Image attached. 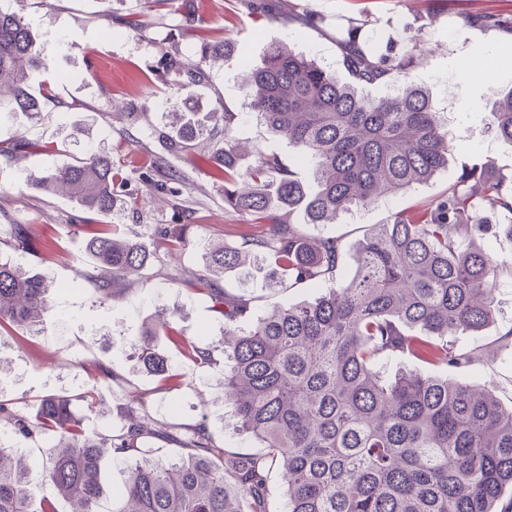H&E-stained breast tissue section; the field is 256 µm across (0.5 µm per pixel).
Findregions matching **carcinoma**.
I'll use <instances>...</instances> for the list:
<instances>
[{
	"mask_svg": "<svg viewBox=\"0 0 512 512\" xmlns=\"http://www.w3.org/2000/svg\"><path fill=\"white\" fill-rule=\"evenodd\" d=\"M284 0L250 6L285 27L315 23L284 9ZM185 32L206 29L197 11L183 15ZM350 26L336 39L349 80L281 43L250 70L246 112L209 108L196 88L208 81L206 63L226 59L227 44L204 43L196 61L177 51L159 66L183 106L162 115L157 129L174 154L194 156L224 183V207L259 225L236 245L211 244L208 273L197 284L224 317V337L203 347L184 338L164 315L132 342L140 361L161 381L181 384L155 352L160 337L198 367L224 355V395L242 432L264 451L243 454L216 442L206 424L183 428L188 453L162 465L149 458L151 439L168 425L151 418L135 394L120 408L121 425L90 433L72 419L68 396L45 397L33 417L0 401V422L19 440L63 430L43 462L44 485L26 479L23 457L0 445V512H56L54 497L72 512H100L101 467L117 462L127 477L109 512H272L267 477L277 469L284 512H496L512 486V407L486 389L435 374L385 377L379 365L398 357L440 370L469 365L472 353L454 337L476 336L494 322L498 262L479 241L463 245L458 214L483 209L512 215V185L482 164L473 183L424 206L395 211L376 224L358 248L355 270L343 272L339 239L315 237L290 216L330 224L354 207L367 208L430 180L448 164L453 145L431 92L416 84L419 41L401 53H382ZM35 38L15 13L0 11V105L26 120L39 114L28 90L42 67ZM256 114L311 164L309 192L279 156L256 151L245 162L234 133ZM496 136L512 146V89L489 109ZM34 147L19 134L0 154L22 156ZM128 177L112 153L92 147L85 157L27 175L30 186L67 195L97 215L112 213ZM167 227L168 252L184 245L185 229ZM104 298L144 273L155 255L143 243L96 234L88 244ZM265 261L288 286H325L312 302L278 307L248 329L238 324L247 300L214 287L210 275L238 273ZM50 285L40 274L0 259V327L36 329L52 315Z\"/></svg>",
	"mask_w": 512,
	"mask_h": 512,
	"instance_id": "carcinoma-1",
	"label": "carcinoma"
}]
</instances>
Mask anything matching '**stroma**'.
I'll return each mask as SVG.
<instances>
[{
	"label": "stroma",
	"mask_w": 512,
	"mask_h": 512,
	"mask_svg": "<svg viewBox=\"0 0 512 512\" xmlns=\"http://www.w3.org/2000/svg\"><path fill=\"white\" fill-rule=\"evenodd\" d=\"M290 2L313 14L317 25L288 30L259 18L242 0H191V8L207 20L212 37L224 39L232 49L231 59L210 67L204 103L218 100L229 110L242 111L239 61L244 58L259 65L275 44L289 43L331 69H340L338 32L359 24L378 46H391L397 53L410 37L423 40L425 53L413 78L431 89L459 145L449 155L447 167L430 181L377 205L344 213L336 223L310 225L311 235L340 239L345 273H353L354 255L374 225L385 223L394 211L447 193L472 164L488 160L501 174L512 177V146L488 129L484 113L501 90L512 87V31L467 22L473 15L512 22V0ZM0 10L23 17L43 60L30 75L31 89L42 107L40 116L22 123L13 113L0 110L1 142L21 133L39 146L18 159L0 156V258L19 261L45 276L52 285L55 310L40 330L0 332V400L16 402L33 415L42 397L69 396L72 417L86 430L104 432L119 425L118 408L130 392L137 391L154 418L183 426L202 421L226 448L259 452L258 442L236 431L233 408L224 399L223 366L188 365L172 344L159 341V351L175 372L190 377L189 383L165 386L136 363L128 342L163 309L173 312V325L182 336L203 344L219 339L224 319L191 283L203 268L201 254L210 240L233 244L250 230L242 218L225 210L221 183L188 158L170 154L153 134L162 113L173 111L179 101L174 89L154 76L160 58L175 47L184 58L198 59L201 37L183 36L181 12L154 6L152 0H0ZM129 14L138 16L141 29L123 25ZM130 112L139 113L138 123L128 124ZM237 135L280 155L301 179L310 180L309 164L255 118H248ZM98 145L106 146L114 161L130 172L122 202L112 215L89 213L62 193H44L28 185L29 172L72 163ZM170 168L185 175L173 195L158 192L153 181L139 177L146 170L158 177ZM18 224L28 230L24 249L14 239ZM173 224L187 225L188 244L167 257L162 253L161 229ZM111 231L141 241L161 256L145 276L127 284L119 298L105 301L96 289L99 271L88 259L87 243L93 233ZM493 246L504 263L498 277L496 318L479 336L458 337V346L475 349L476 355L453 378L492 390L511 406L512 340H502L501 334L512 326V241L501 236ZM170 264L181 270L180 282L170 281L166 273ZM215 284L249 299L256 317L321 293L309 284L268 287L262 267L251 268L247 281L227 275ZM107 370L115 373V381L105 382ZM93 387L106 388V407L91 410L75 401L77 392ZM58 439V432L45 431L36 440L19 441L0 424V442L30 459L28 478L34 484L41 482L42 462Z\"/></svg>",
	"instance_id": "1"
}]
</instances>
